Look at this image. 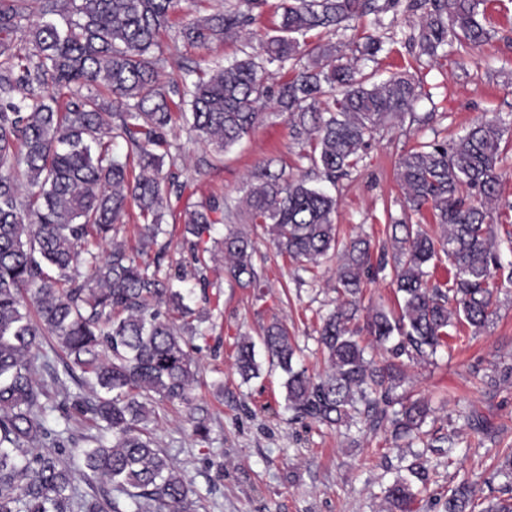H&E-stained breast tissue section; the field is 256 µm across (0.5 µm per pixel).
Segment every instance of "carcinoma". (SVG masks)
Wrapping results in <instances>:
<instances>
[{"label": "carcinoma", "instance_id": "carcinoma-1", "mask_svg": "<svg viewBox=\"0 0 512 512\" xmlns=\"http://www.w3.org/2000/svg\"><path fill=\"white\" fill-rule=\"evenodd\" d=\"M264 2L229 3L192 19L163 46L159 35L181 0H0V512H124L122 495L133 512H195L185 474L149 431L151 405L190 402L198 361L184 339L188 327L167 313H191V291L159 280L137 260L158 244L165 215H175L171 196L182 195L175 176H162L180 150L167 139L173 109L188 135L218 154L274 109L286 115L292 139L312 146L306 158L332 183L393 120L419 121L411 76L379 81L335 43L298 40L314 29L337 32L364 16L395 12L399 0H282L281 21L261 54L213 62L194 80L158 83L159 70L181 48L245 35ZM484 2L411 0L406 10L416 16L418 56L433 60L449 47L463 63V50L490 39L480 19ZM274 63L293 75L272 83L267 66ZM506 132L500 121L484 120L450 144L423 143L401 155L405 200L417 211L428 207L440 234L391 225L378 270L392 268L400 311L372 308L362 327L359 295L371 276L372 240L359 236L338 249L336 198L304 178L286 180L265 163L255 166L243 188V219L304 271L340 252L338 302L317 330L330 370L313 375L300 365L295 339L280 321L262 337L270 363L285 375V406L296 417L346 428L359 417L371 424L388 418L397 438L422 433L430 407L397 393L404 366L448 345L451 327L482 332L494 315L495 278L512 284L492 225ZM119 141L123 156L113 149ZM132 205L143 221L137 254L117 243L104 259L90 252L89 240L111 239ZM180 218L195 267L174 278L204 282L207 249L198 246L224 222V207L210 200ZM220 244L225 274L244 288L261 287L251 235L227 224ZM443 256L453 275L441 286L429 266ZM83 264L85 277L78 272ZM364 331L386 356L383 364L367 357ZM46 336L66 355L61 373L39 352ZM235 366L245 382L259 375L246 336L236 343ZM40 368L54 389L38 379ZM65 376L89 395H71ZM55 412L99 425L103 434L83 438L87 447L76 455L84 478L112 485L115 495L79 489L65 457L76 440L49 425ZM408 472L385 488L383 512H412L414 482L427 485L428 461ZM509 493L478 499L474 483L463 479L448 490L445 512H512Z\"/></svg>", "mask_w": 512, "mask_h": 512}]
</instances>
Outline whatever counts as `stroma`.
Here are the masks:
<instances>
[{
	"label": "stroma",
	"instance_id": "stroma-1",
	"mask_svg": "<svg viewBox=\"0 0 512 512\" xmlns=\"http://www.w3.org/2000/svg\"><path fill=\"white\" fill-rule=\"evenodd\" d=\"M279 5L280 0H266L249 39L183 49L169 59L162 82L181 79L187 68L205 59L226 64L258 51L280 20ZM486 27L491 40L472 50L462 66L453 55L431 65L419 62L405 12L383 30V49L374 64L378 78L412 75L419 85L415 110L431 120L381 131L358 167L331 187L338 200L340 241L362 233L383 240L387 225L398 221L424 224L438 233L429 211L411 210L406 203L397 180L398 159L419 142L458 137L484 118L512 124V0H488ZM169 135L182 151L163 170L187 184L172 203L178 211L210 197L236 206L254 166L267 160L285 176L319 182L306 158L309 145L293 140L278 115L221 155L189 141L182 120H174ZM255 241L256 266L266 288L259 293L238 287L225 278L223 261L209 265L205 283L195 284L189 302L194 333L188 343L199 362L193 400L188 405L158 403L150 425L158 447L185 472L196 512H381L384 489L421 455L433 468L415 512H443L449 486L467 476H482L480 496L501 495L507 480L492 477L491 463L498 450L512 447V379L488 389L478 377L512 365V287L495 290V315L485 331L476 335L458 326L449 348L407 368L403 391L429 398L434 408L425 426L429 438L450 437L456 443L451 452L426 449L394 439L385 422L336 431L295 418L286 409L284 375L268 361L262 330L272 321L285 322L303 350L302 363L313 373L327 370L317 328L336 298V263L324 262L301 274L277 255L267 236L257 235ZM243 335L255 343L260 364L258 377L247 382L234 367L235 343ZM470 411L485 419L488 434L478 437L467 428L463 415ZM199 417L206 418L209 429L204 441L193 432L192 421Z\"/></svg>",
	"mask_w": 512,
	"mask_h": 512
}]
</instances>
